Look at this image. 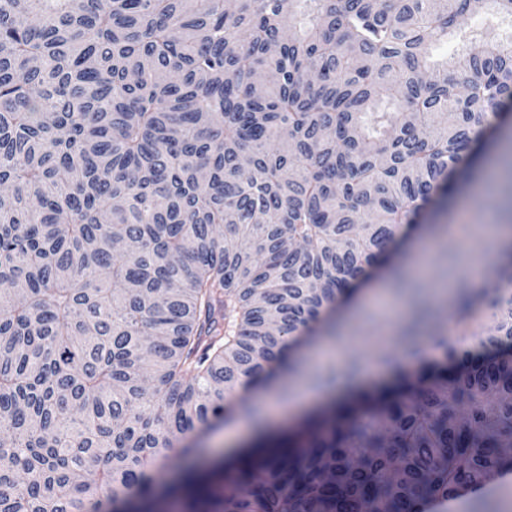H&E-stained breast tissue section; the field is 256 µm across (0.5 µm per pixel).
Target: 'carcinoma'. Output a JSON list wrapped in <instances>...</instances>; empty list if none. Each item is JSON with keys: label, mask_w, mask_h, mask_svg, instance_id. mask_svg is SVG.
I'll use <instances>...</instances> for the list:
<instances>
[{"label": "carcinoma", "mask_w": 512, "mask_h": 512, "mask_svg": "<svg viewBox=\"0 0 512 512\" xmlns=\"http://www.w3.org/2000/svg\"><path fill=\"white\" fill-rule=\"evenodd\" d=\"M512 0H0V512H424L512 460V241L441 365L167 477L471 165ZM512 210V157L502 159ZM487 20L484 15L467 14L457 21L458 36L449 35L448 41L438 43L432 50L433 60L442 61L453 56L459 49L460 38L469 36L471 33L481 30L486 26Z\"/></svg>", "instance_id": "obj_1"}]
</instances>
